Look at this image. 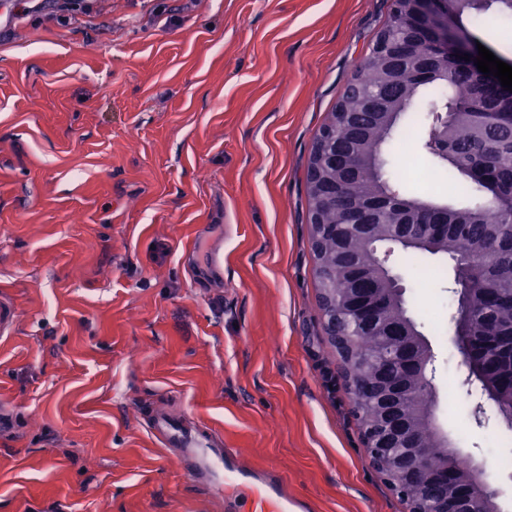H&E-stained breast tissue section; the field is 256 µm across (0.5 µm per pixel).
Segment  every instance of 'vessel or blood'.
<instances>
[{"mask_svg": "<svg viewBox=\"0 0 512 512\" xmlns=\"http://www.w3.org/2000/svg\"><path fill=\"white\" fill-rule=\"evenodd\" d=\"M149 428L161 445L175 451L176 458L193 480L206 491L218 485L261 487L255 512H264L265 504H274L277 512H291L292 506L281 494V482L275 475H254L236 462L232 449L223 447L210 435L183 427L167 413L153 416Z\"/></svg>", "mask_w": 512, "mask_h": 512, "instance_id": "1", "label": "vessel or blood"}]
</instances>
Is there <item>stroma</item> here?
Segmentation results:
<instances>
[{"label": "stroma", "instance_id": "obj_1", "mask_svg": "<svg viewBox=\"0 0 512 512\" xmlns=\"http://www.w3.org/2000/svg\"><path fill=\"white\" fill-rule=\"evenodd\" d=\"M61 2L0 0V512H252L190 480L149 431L160 410L311 512H409L326 334L306 192L392 0H94L65 24ZM384 156L401 194L465 192ZM394 262L436 421L512 512V425L473 419L451 263Z\"/></svg>", "mask_w": 512, "mask_h": 512}]
</instances>
